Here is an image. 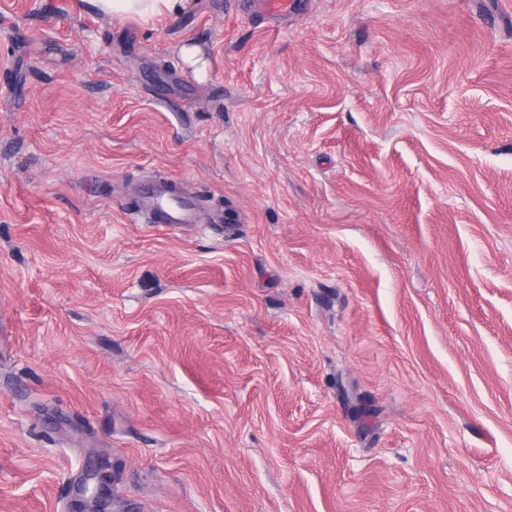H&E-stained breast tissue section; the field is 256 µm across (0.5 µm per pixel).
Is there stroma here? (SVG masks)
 Instances as JSON below:
<instances>
[{
	"label": "stroma",
	"mask_w": 512,
	"mask_h": 512,
	"mask_svg": "<svg viewBox=\"0 0 512 512\" xmlns=\"http://www.w3.org/2000/svg\"><path fill=\"white\" fill-rule=\"evenodd\" d=\"M102 465L112 512H512V0H0V512ZM98 12L112 16L154 18L164 13H177L184 0H90ZM140 208L156 224H215L202 218L196 199L177 191L166 182H153L142 188Z\"/></svg>",
	"instance_id": "35a3bbf8"
}]
</instances>
